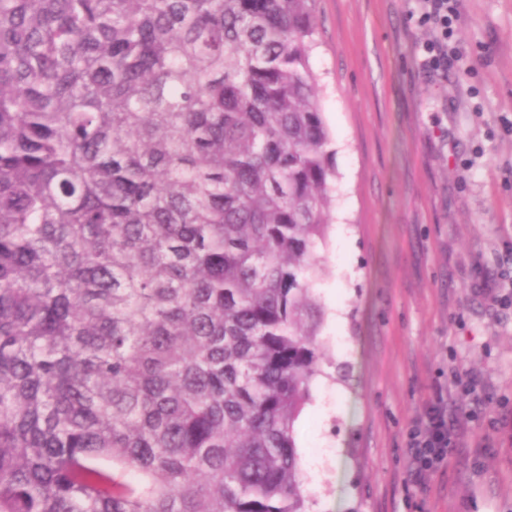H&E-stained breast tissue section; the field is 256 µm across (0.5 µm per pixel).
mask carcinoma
<instances>
[{
	"instance_id": "1",
	"label": "carcinoma",
	"mask_w": 512,
	"mask_h": 512,
	"mask_svg": "<svg viewBox=\"0 0 512 512\" xmlns=\"http://www.w3.org/2000/svg\"><path fill=\"white\" fill-rule=\"evenodd\" d=\"M315 0H0V512H310Z\"/></svg>"
}]
</instances>
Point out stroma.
I'll use <instances>...</instances> for the list:
<instances>
[{"mask_svg": "<svg viewBox=\"0 0 512 512\" xmlns=\"http://www.w3.org/2000/svg\"><path fill=\"white\" fill-rule=\"evenodd\" d=\"M428 10L316 2L336 180L324 374L295 424L312 512H512V0H458L444 70ZM437 401L452 452L415 478L408 433Z\"/></svg>", "mask_w": 512, "mask_h": 512, "instance_id": "stroma-1", "label": "stroma"}]
</instances>
